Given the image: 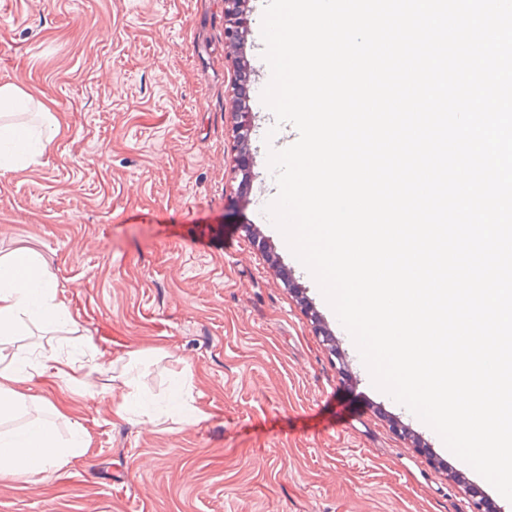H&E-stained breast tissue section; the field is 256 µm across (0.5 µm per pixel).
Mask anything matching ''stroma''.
I'll use <instances>...</instances> for the list:
<instances>
[{
    "label": "stroma",
    "instance_id": "obj_1",
    "mask_svg": "<svg viewBox=\"0 0 512 512\" xmlns=\"http://www.w3.org/2000/svg\"><path fill=\"white\" fill-rule=\"evenodd\" d=\"M262 17L245 0L229 46L224 0H0V85L59 128L48 154L0 177V256H42L77 323L68 335L28 324L9 350L77 359L88 339L116 358L138 350L147 400L172 403L186 379L203 414L122 420L108 396L120 365L93 393L66 377L23 383L39 399L28 416L54 406L61 438L80 427L91 445L35 491L0 475V512H464L484 496L373 386L264 212L278 187Z\"/></svg>",
    "mask_w": 512,
    "mask_h": 512
}]
</instances>
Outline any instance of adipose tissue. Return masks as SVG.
Returning <instances> with one entry per match:
<instances>
[{"label": "adipose tissue", "instance_id": "obj_1", "mask_svg": "<svg viewBox=\"0 0 512 512\" xmlns=\"http://www.w3.org/2000/svg\"><path fill=\"white\" fill-rule=\"evenodd\" d=\"M56 136L51 125L26 127L0 124V176L19 162L32 161L48 151ZM29 322L68 327L74 319L66 298L45 266L33 255L18 252L0 258V345ZM56 355H0V421L16 418L31 396L20 390L21 382L47 374L59 364ZM90 440L84 429H75L69 440L57 435L51 418L37 419L15 430L0 432V471L29 486H37L72 459L86 454Z\"/></svg>", "mask_w": 512, "mask_h": 512}]
</instances>
